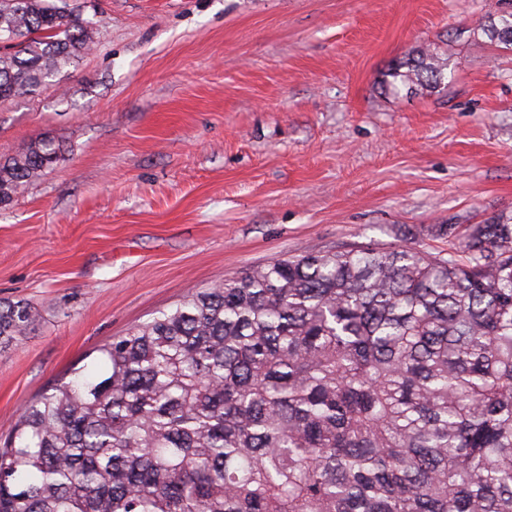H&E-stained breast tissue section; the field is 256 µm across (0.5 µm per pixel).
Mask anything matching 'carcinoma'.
Here are the masks:
<instances>
[{
	"instance_id": "cac0c4a2",
	"label": "carcinoma",
	"mask_w": 512,
	"mask_h": 512,
	"mask_svg": "<svg viewBox=\"0 0 512 512\" xmlns=\"http://www.w3.org/2000/svg\"><path fill=\"white\" fill-rule=\"evenodd\" d=\"M484 33L512 48V0ZM67 0H0V101L95 44ZM448 59L392 67L435 92ZM59 148L0 161V204ZM35 316L0 304V339ZM0 438V512H512V217L276 259L160 311Z\"/></svg>"
}]
</instances>
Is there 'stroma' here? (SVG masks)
Instances as JSON below:
<instances>
[{
  "label": "stroma",
  "mask_w": 512,
  "mask_h": 512,
  "mask_svg": "<svg viewBox=\"0 0 512 512\" xmlns=\"http://www.w3.org/2000/svg\"><path fill=\"white\" fill-rule=\"evenodd\" d=\"M99 35L55 86L0 101V159L56 163L0 207V436L98 348L269 261L370 241L448 247L512 213V49L498 0H70ZM437 92H394L408 54ZM500 2L507 4L508 8L501 10L496 19H493L487 28H484V33L488 36L491 42L496 46H504L506 49L512 48V1L500 0ZM448 58L437 54L420 52L418 57L409 55L392 67L385 75V83L392 90L398 92L406 89L408 92L418 90L436 92L447 78ZM35 316L23 303L0 304V339L7 341L27 335L34 327Z\"/></svg>",
  "instance_id": "1"
}]
</instances>
